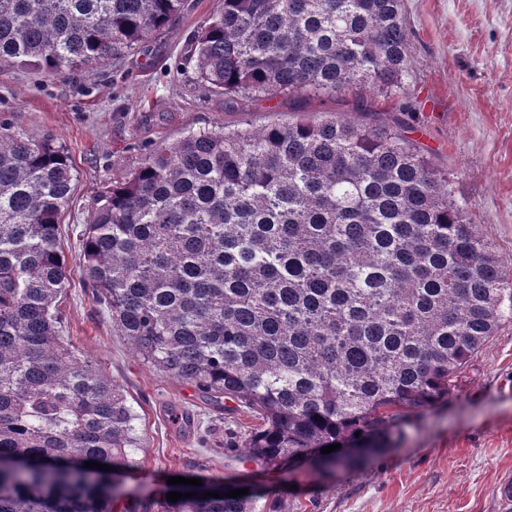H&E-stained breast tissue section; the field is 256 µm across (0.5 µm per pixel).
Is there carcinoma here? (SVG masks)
Returning <instances> with one entry per match:
<instances>
[{"label": "carcinoma", "mask_w": 512, "mask_h": 512, "mask_svg": "<svg viewBox=\"0 0 512 512\" xmlns=\"http://www.w3.org/2000/svg\"><path fill=\"white\" fill-rule=\"evenodd\" d=\"M193 35L198 79L241 109L277 95L408 97L401 0H223ZM184 0H0V68L51 74L147 47ZM67 149L0 122V512H112L143 447L121 388L60 335ZM79 274L145 364L231 400L264 465L378 456L512 319V268L403 121L338 112L191 132L102 191ZM338 444L329 454L321 448ZM31 458L16 474L6 463ZM87 461L113 467L85 468ZM143 512H252L248 495Z\"/></svg>", "instance_id": "cac0c4a2"}]
</instances>
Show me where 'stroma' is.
I'll return each mask as SVG.
<instances>
[{"label": "stroma", "mask_w": 512, "mask_h": 512, "mask_svg": "<svg viewBox=\"0 0 512 512\" xmlns=\"http://www.w3.org/2000/svg\"><path fill=\"white\" fill-rule=\"evenodd\" d=\"M222 6L186 0L145 51L102 66L0 72V120L33 137L55 135L74 168L61 219L73 270L60 299L62 336L124 389L144 441L112 512H141L171 476L250 489L255 512H500L496 486L512 471V322L464 367L447 402L424 412L385 454L360 457L350 469L269 467L224 448L257 427L255 413L215 409L190 384L141 364L83 287L77 233L99 192L121 183L152 148L199 129L354 115L350 92L228 108L190 61L194 32ZM403 20L417 109L410 135L447 171L482 236L512 259V0H403Z\"/></svg>", "instance_id": "1"}]
</instances>
